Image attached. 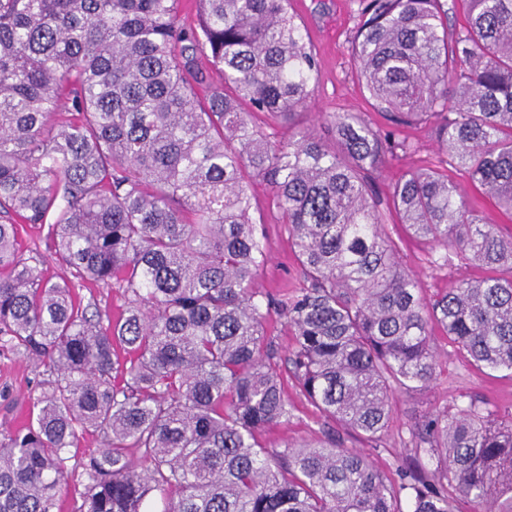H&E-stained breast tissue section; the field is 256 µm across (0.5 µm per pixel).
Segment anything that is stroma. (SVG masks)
Listing matches in <instances>:
<instances>
[{"label":"stroma","instance_id":"obj_1","mask_svg":"<svg viewBox=\"0 0 512 512\" xmlns=\"http://www.w3.org/2000/svg\"><path fill=\"white\" fill-rule=\"evenodd\" d=\"M290 8L319 61L311 108L296 117V127L312 129L329 146L334 145L335 137L325 119L326 114L352 112L366 119L372 127H384V120L372 110L354 72L350 38L358 22L355 0H291ZM407 135L416 143V151L389 160L373 175L374 195L381 201H388L402 173L434 167L441 160L430 126L409 129ZM452 177L461 191L476 202L486 223L494 225L503 236L512 235V213L484 196L461 172H453ZM252 195L254 216L263 225V244L268 256L256 278L257 288L275 293L284 287L299 285L300 271L269 187L265 182H255ZM385 230L398 245L402 267L418 279L424 298H432L461 281L485 274L483 268L464 260L456 252L415 236L397 217H389ZM430 344L437 356L434 382L425 389L393 392L389 425L378 440L368 441L326 421L315 407L297 395L294 385L289 384L285 392L293 405L292 416L288 423L260 433L259 444L265 448H281L290 443L315 442L332 432L343 447L362 451L374 466L393 472L415 460L411 432L419 421L436 411L472 402L492 418L512 419V371H491L476 366L438 329L434 330ZM35 381L36 368L31 361L11 352H0V429L25 420Z\"/></svg>","mask_w":512,"mask_h":512}]
</instances>
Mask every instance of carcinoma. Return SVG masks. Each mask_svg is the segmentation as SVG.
<instances>
[{
    "mask_svg": "<svg viewBox=\"0 0 512 512\" xmlns=\"http://www.w3.org/2000/svg\"><path fill=\"white\" fill-rule=\"evenodd\" d=\"M289 0H0V349L39 368L28 420L0 431V512H512V419L474 403L413 431L426 464L398 479L329 434L264 448L292 405L268 327L294 336L290 376L324 418L367 440L390 394L434 380L436 325L512 371V237L448 175L512 213V0H358L351 57L388 129L327 115L330 148L293 127L317 58ZM287 125L273 141L253 125ZM423 121L447 167L405 172L388 209L492 272L432 300L398 261L372 173L416 150ZM277 199L302 284L255 288L266 262L251 183ZM68 276L45 279L24 225ZM121 290L116 317L79 290ZM98 434L102 448L78 457Z\"/></svg>",
    "mask_w": 512,
    "mask_h": 512,
    "instance_id": "cac0c4a2",
    "label": "carcinoma"
}]
</instances>
